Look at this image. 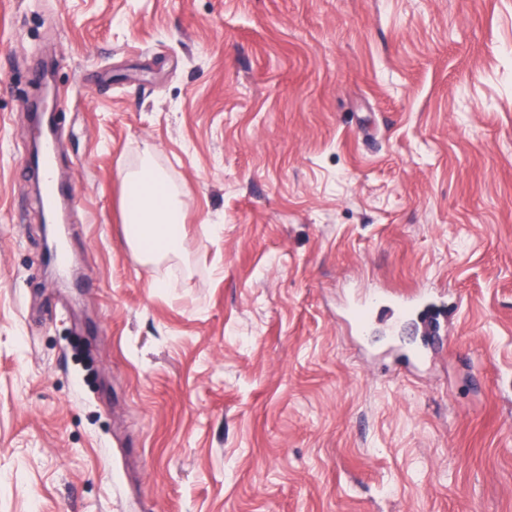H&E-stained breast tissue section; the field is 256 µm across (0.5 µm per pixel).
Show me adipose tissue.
<instances>
[{
  "instance_id": "ef3b65f1",
  "label": "adipose tissue",
  "mask_w": 512,
  "mask_h": 512,
  "mask_svg": "<svg viewBox=\"0 0 512 512\" xmlns=\"http://www.w3.org/2000/svg\"><path fill=\"white\" fill-rule=\"evenodd\" d=\"M124 233L144 263L177 254L185 234L184 206L164 176L150 165L124 174Z\"/></svg>"
}]
</instances>
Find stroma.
<instances>
[{
    "mask_svg": "<svg viewBox=\"0 0 512 512\" xmlns=\"http://www.w3.org/2000/svg\"><path fill=\"white\" fill-rule=\"evenodd\" d=\"M146 160L186 204L155 265ZM379 291L431 299L424 365L352 323ZM0 512H512V0H0ZM55 149H56V141L54 138V142H48V144L46 145V148L44 150L42 158H40L39 161L37 162L38 166L40 167L42 165V167L44 168V171H45V176H44V179L42 182V193L46 197H52V196L56 195L57 193L59 194V192H60V186L58 183H56V181L52 175V172H51L50 158H51V155L53 154V152H55ZM122 184L127 245L144 264L177 254L185 234L184 206L164 176L144 164L124 174Z\"/></svg>",
    "mask_w": 512,
    "mask_h": 512,
    "instance_id": "1",
    "label": "stroma"
}]
</instances>
